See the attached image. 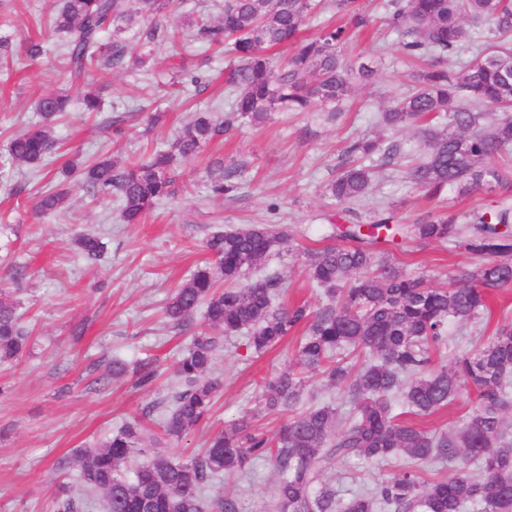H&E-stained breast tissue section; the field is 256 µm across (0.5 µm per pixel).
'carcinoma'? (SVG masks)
I'll return each mask as SVG.
<instances>
[{
	"mask_svg": "<svg viewBox=\"0 0 512 512\" xmlns=\"http://www.w3.org/2000/svg\"><path fill=\"white\" fill-rule=\"evenodd\" d=\"M364 29L371 18L360 0H224L218 18L193 24V39L224 48L233 62L225 84L231 101L225 117L197 112L164 148L128 160L120 154L85 159L75 152L60 166L56 127L71 99L56 92L33 103L38 120L11 133V159L56 185L34 206L57 215L76 184L90 195L120 203L125 224H140L162 199L179 191L185 162L247 120L259 125L275 112H337L355 87L375 70L340 53L347 29L328 26L303 36L307 19L324 3ZM173 0H56L48 35L63 38L64 68L74 79L96 70L121 71L133 59L145 65L153 47L176 38L161 21ZM386 25L400 38L403 54L422 64L412 93L379 113L378 122L399 130L424 120L425 151L408 172L429 198L451 190L459 196L490 192L512 182V0H387ZM493 35L468 61L460 62L467 27ZM287 48L275 66L270 51ZM83 111H103L91 83ZM499 114L487 125L485 115ZM347 153L360 162L343 165L327 193L342 205L331 225L337 244L302 252L308 279L322 305L277 303L282 279L262 272L268 258L290 249L292 235L268 224L217 227L205 241L209 259L177 288L164 309L171 327L192 331L176 362L177 377L159 431L143 420L124 423L96 448H78L57 466L77 468L83 496L59 487L54 512H87L101 499L104 512H236L235 499L207 497L216 479L248 470L256 461L273 465L277 483L271 512H512V311L503 310L492 334L479 327L488 299L512 288V199L462 215L417 224H395L382 211L364 219L353 204L369 192L373 167L398 164L400 146L384 137L362 139ZM370 164H365V161ZM240 167L210 172L215 197L237 192ZM455 244L475 260L435 287L403 273L393 251L403 240ZM81 255L98 261L105 246L85 233L75 239ZM203 322H196L199 310ZM471 328L470 348L448 364L435 353L448 347V326ZM246 333L247 347L262 353L296 336V369L263 381V408L294 410L306 379L320 376L346 393L299 411L274 438L239 424L219 431L207 448L186 460L158 447L205 422L221 382L209 377L224 337ZM30 345L19 302L0 289V363L20 361ZM476 394L471 410L452 426L420 428L400 419L397 407L426 417L462 391ZM396 460L398 472L348 497L323 482L339 460ZM136 461L132 475L122 472ZM437 463L454 465L451 476L429 480Z\"/></svg>",
	"mask_w": 512,
	"mask_h": 512,
	"instance_id": "1",
	"label": "carcinoma"
}]
</instances>
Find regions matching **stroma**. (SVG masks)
<instances>
[{"label": "stroma", "instance_id": "stroma-1", "mask_svg": "<svg viewBox=\"0 0 512 512\" xmlns=\"http://www.w3.org/2000/svg\"><path fill=\"white\" fill-rule=\"evenodd\" d=\"M215 2L176 0L165 20L181 37L159 45L148 67L95 72L105 110L89 114L77 101L80 83L55 69L62 52L59 38L48 41L38 59L23 55L24 40L33 35L35 20L50 13L52 0H0V37L9 38L21 56L0 89V236L10 241L8 251H0V287L15 292L32 329L28 355L19 363L0 365L5 388L0 395V512H50L59 483H69L72 494L80 492L72 473L56 468L59 458L104 441L142 410L159 421L176 362L190 341L164 323L161 309L205 259L204 240L215 225L290 229L293 251L272 255L265 270L283 280L281 303L316 306L319 296L309 286L300 251L328 243L339 207L326 187L346 160L349 144L383 134L400 143L404 164L375 170L364 203L368 209L392 208L398 223L460 214L490 199L486 192L466 199L448 192L429 199L408 179L406 161L423 151L417 130L383 132L376 116L411 92L412 68L398 36L381 23L383 0H362L376 23L341 51L348 58L373 62L376 74L334 119L321 112H278L263 124L240 125L228 141L185 164L177 195L160 202L143 224L123 223L116 202L94 200L77 187L70 190L64 214L37 216L31 200L44 181L12 164L6 144L13 131L35 121L31 105L41 94L65 91L71 96V110L56 133L66 146L85 155L118 148L137 157L166 143L192 112L226 109L223 56L190 38L194 19L216 17ZM191 76L205 81L193 90L191 100L171 95L174 82ZM154 113L161 119L148 125L147 117ZM118 114L126 118L119 138L105 123ZM210 163L241 165V187L234 196L211 199L205 172ZM13 189L22 190L24 202L10 197ZM81 233L102 238L107 246L103 261L91 264L79 254L73 240ZM467 261L463 249L436 243L407 242L396 253L401 271L425 276L434 286L446 283ZM79 322L85 325L84 334L72 336L71 328ZM244 343L241 336L224 340L212 371L223 389L211 415L170 446V453L196 454L211 434L245 419L271 436L288 422L289 412L263 411L259 385L292 366L291 342L261 355L247 351ZM116 358L126 365L118 377L109 372ZM144 358L152 359L158 373L148 387L136 384V363ZM396 470L392 463L351 459L334 463L325 478L346 491L373 486ZM276 480L272 466L259 462L249 471L221 478L212 491L236 498L239 512H267Z\"/></svg>", "mask_w": 512, "mask_h": 512}]
</instances>
